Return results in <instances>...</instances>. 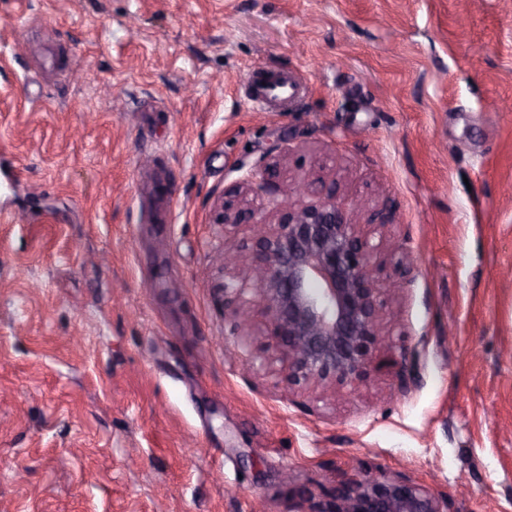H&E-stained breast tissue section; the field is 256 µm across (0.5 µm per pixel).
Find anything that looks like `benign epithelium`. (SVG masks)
<instances>
[{
	"label": "benign epithelium",
	"instance_id": "7a95c632",
	"mask_svg": "<svg viewBox=\"0 0 512 512\" xmlns=\"http://www.w3.org/2000/svg\"><path fill=\"white\" fill-rule=\"evenodd\" d=\"M244 181L269 194L275 222L257 217L246 199L223 206L220 224H250L252 254L224 250V269L246 268L224 281V304L237 305L239 324L248 329L259 313L270 342L245 361L250 370L273 359L288 383L336 395L367 378L386 336L379 287L385 260L366 238L356 216L364 198L346 202L331 191L316 200L301 178L285 189L271 187L265 171L250 169ZM435 491L406 477L362 475L346 481L313 512H444Z\"/></svg>",
	"mask_w": 512,
	"mask_h": 512
}]
</instances>
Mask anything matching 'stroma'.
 <instances>
[{
	"label": "stroma",
	"mask_w": 512,
	"mask_h": 512,
	"mask_svg": "<svg viewBox=\"0 0 512 512\" xmlns=\"http://www.w3.org/2000/svg\"><path fill=\"white\" fill-rule=\"evenodd\" d=\"M297 82L253 111L251 74ZM0 512H310L405 475L512 512V0H0ZM255 166L370 198L376 368L243 372Z\"/></svg>",
	"instance_id": "obj_1"
}]
</instances>
